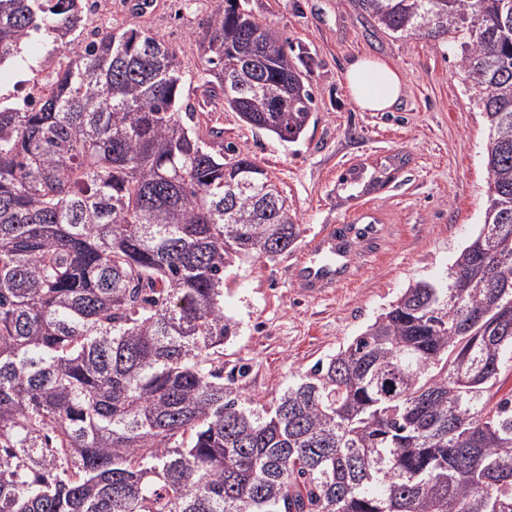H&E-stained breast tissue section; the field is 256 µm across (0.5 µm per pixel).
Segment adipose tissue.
Instances as JSON below:
<instances>
[{
    "mask_svg": "<svg viewBox=\"0 0 512 512\" xmlns=\"http://www.w3.org/2000/svg\"><path fill=\"white\" fill-rule=\"evenodd\" d=\"M352 99L362 111H389L404 94L400 72L379 59L359 57L346 70Z\"/></svg>",
    "mask_w": 512,
    "mask_h": 512,
    "instance_id": "1",
    "label": "adipose tissue"
}]
</instances>
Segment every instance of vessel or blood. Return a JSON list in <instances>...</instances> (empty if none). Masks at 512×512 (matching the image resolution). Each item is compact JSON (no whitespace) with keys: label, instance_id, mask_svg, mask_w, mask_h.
<instances>
[{"label":"vessel or blood","instance_id":"vessel-or-blood-1","mask_svg":"<svg viewBox=\"0 0 512 512\" xmlns=\"http://www.w3.org/2000/svg\"><path fill=\"white\" fill-rule=\"evenodd\" d=\"M349 245L345 232L327 230L316 236L295 267V285L306 297L319 296L335 287L349 268Z\"/></svg>","mask_w":512,"mask_h":512}]
</instances>
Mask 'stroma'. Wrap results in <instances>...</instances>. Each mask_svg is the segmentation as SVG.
<instances>
[{
  "mask_svg": "<svg viewBox=\"0 0 512 512\" xmlns=\"http://www.w3.org/2000/svg\"><path fill=\"white\" fill-rule=\"evenodd\" d=\"M255 18L279 32L289 54L312 60L314 103L293 143L252 128L214 100L208 126L248 153L287 196L308 242L324 224H347L368 205L378 235L353 247V283L318 298L301 296L293 265L300 250L275 260L236 262L224 277V313L236 334L224 344V380L241 394L271 400L317 360L350 343L409 284L442 277L479 231L490 179L488 127L458 77L447 44L385 33L354 0H249ZM209 0H156L143 26L178 50L184 94L203 102L202 63L195 36ZM53 37L28 41L0 68V99L18 79L45 68ZM360 56L386 60L403 73L400 103L363 112L345 73Z\"/></svg>",
  "mask_w": 512,
  "mask_h": 512,
  "instance_id": "35a3bbf8",
  "label": "stroma"
}]
</instances>
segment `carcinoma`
I'll use <instances>...</instances> for the list:
<instances>
[{
  "label": "carcinoma",
  "mask_w": 512,
  "mask_h": 512,
  "mask_svg": "<svg viewBox=\"0 0 512 512\" xmlns=\"http://www.w3.org/2000/svg\"><path fill=\"white\" fill-rule=\"evenodd\" d=\"M355 2L456 50L488 206L441 280L261 404L224 384V272L297 243L276 182L201 132L160 35L85 45L78 0H0V66L43 27L67 60L0 105V512H512V0ZM197 42L206 97L299 138L310 66L247 0Z\"/></svg>",
  "instance_id": "obj_1"
}]
</instances>
